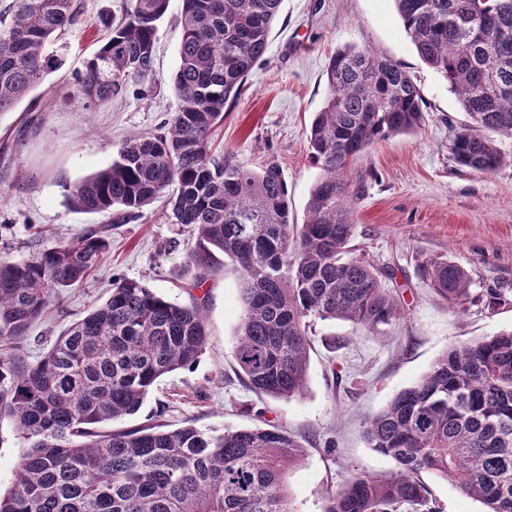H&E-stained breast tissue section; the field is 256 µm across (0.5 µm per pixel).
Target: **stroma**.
Here are the masks:
<instances>
[{
	"instance_id": "35a3bbf8",
	"label": "stroma",
	"mask_w": 512,
	"mask_h": 512,
	"mask_svg": "<svg viewBox=\"0 0 512 512\" xmlns=\"http://www.w3.org/2000/svg\"><path fill=\"white\" fill-rule=\"evenodd\" d=\"M79 3V22L58 42L63 65L38 89L43 109L22 103L0 116V258L21 260L96 226L108 228L111 246L90 280L64 290L50 313L30 327L21 349L38 359L67 326L106 301L113 281H143L172 301L199 304L208 345L193 369L162 377L121 427L162 424L173 430L189 421L207 428L282 427L301 437L306 449L288 474L295 512H322L326 492L352 477L393 476L394 460L366 442V418L417 382L451 346L512 329V305L493 312L480 303L451 307L419 271L424 258L443 257L469 272L473 293L512 289V164L490 174L455 164L450 139L467 116L447 82L419 58L393 0H284L265 58L240 97L226 104L213 143L255 169L279 164L295 223H302L321 174L307 135L330 96L326 68L336 48L370 46L400 62L420 89L424 119L416 132L389 137L360 155L349 172L363 185L353 243L377 267L394 270L387 286L401 317L373 330L315 320L303 393L287 400L256 395L237 375L241 305L235 267L217 264L195 287V271L186 263L195 239L174 223L165 200L123 223L111 213L82 212L68 203L75 186L108 166L127 138L157 132L177 111L173 76L182 0H170L158 26L153 74L91 110L57 95L56 88L71 82L98 48L101 21L119 15L122 0ZM420 478L443 512H481V503L451 482L429 472Z\"/></svg>"
}]
</instances>
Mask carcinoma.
<instances>
[{
    "label": "carcinoma",
    "instance_id": "obj_1",
    "mask_svg": "<svg viewBox=\"0 0 512 512\" xmlns=\"http://www.w3.org/2000/svg\"><path fill=\"white\" fill-rule=\"evenodd\" d=\"M282 2L182 0L178 111L161 131L127 139L70 197L76 210L113 211L126 221L164 195L174 223L195 235L186 263L198 270L196 285L215 254L236 264L238 376L273 399L305 389L313 320L370 330L400 315L386 288L392 273L352 248L362 186L349 167L423 120L420 90L397 61L369 47L337 48L327 65L328 102L307 136L321 175L305 221L294 223L276 163L253 170L212 143L224 106L267 53ZM169 3L124 0L62 94L101 107L151 75ZM394 3L419 57L469 118L453 133L455 163L494 172L506 157L493 134L512 136V0ZM79 17L74 0H12L0 11V115L61 67L54 45ZM108 248L95 227L26 259L0 260V346L10 349L0 356V417L13 419L23 448L0 512H294L285 478L304 446L281 428L101 429L138 413L160 378L199 362L208 336L199 307L123 279L40 358L15 353L60 292L84 283ZM420 273L448 303L462 309L471 301L462 266L429 258ZM508 302L505 289H487V308ZM365 437L397 472L354 478L326 495L323 512H442L423 471L451 481L482 512H512V329L448 349L368 419Z\"/></svg>",
    "mask_w": 512,
    "mask_h": 512
}]
</instances>
